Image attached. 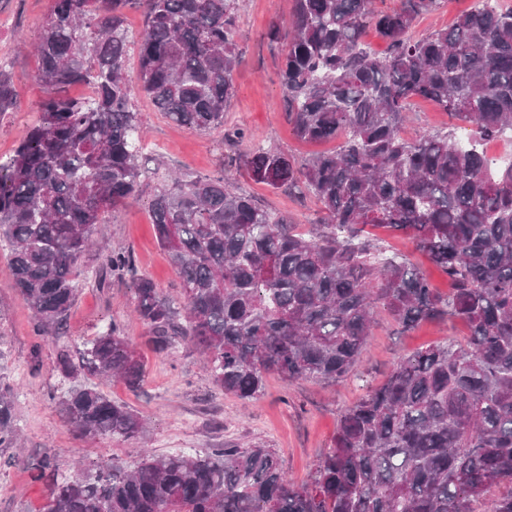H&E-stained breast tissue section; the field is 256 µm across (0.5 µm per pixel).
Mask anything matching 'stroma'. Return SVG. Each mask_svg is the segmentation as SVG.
Instances as JSON below:
<instances>
[{"label": "stroma", "instance_id": "1", "mask_svg": "<svg viewBox=\"0 0 512 512\" xmlns=\"http://www.w3.org/2000/svg\"><path fill=\"white\" fill-rule=\"evenodd\" d=\"M52 4L53 0H0V70L10 74L16 89L14 109L0 114L1 161L12 155L48 95L36 79L37 58L20 50L19 42L38 38ZM292 9L293 0H240L235 42L241 64L223 127L201 132L177 126L148 97L134 94L132 106L143 140L142 186L138 199L112 212L105 226L110 248L130 254L133 270L111 276L101 288L94 281L100 259L94 253L84 258L78 269V296L60 336L42 342L34 336L31 313L9 275L10 254L0 247V382L11 385L16 394L23 456L21 465L0 469V512H43L47 477L37 463L44 455L67 460L77 453L87 468L132 462L130 445L122 439L78 438L51 398L60 382L58 351L77 350L109 321L120 323L143 356L147 373L135 389L121 381H103L99 387L143 418L141 446L165 454L178 448H219L227 441L264 443L278 449L284 470L299 486L310 484L343 409L380 386L394 362L443 337L466 338L468 330L460 324L426 323L403 333L379 309L356 371L346 381L327 385L272 374L260 396L241 400L213 386L194 345L156 354L144 326L132 317L137 277H150L170 297L181 291L175 269L155 240L149 212L150 200L168 171L187 179L230 177L238 190L305 230H314L318 223L321 209L314 197L302 190L273 191L236 165L240 153L256 147L277 148L299 162L335 147L331 141L299 139L284 116L278 73L285 51L270 48L264 33L273 17L290 16ZM234 131L242 132V139H231Z\"/></svg>", "mask_w": 512, "mask_h": 512}]
</instances>
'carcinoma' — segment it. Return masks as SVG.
<instances>
[{"label": "carcinoma", "mask_w": 512, "mask_h": 512, "mask_svg": "<svg viewBox=\"0 0 512 512\" xmlns=\"http://www.w3.org/2000/svg\"><path fill=\"white\" fill-rule=\"evenodd\" d=\"M439 0H294L273 19L272 44L287 47L279 70L285 112L307 141L339 140L297 166L285 153L241 155L251 179L301 186L321 204L313 234L259 206L224 177L171 179L153 195L155 238L181 281L177 299L147 277L133 310L159 355L189 342L217 390L258 397L269 374L334 385L355 370L375 309L402 332L455 320L469 330L395 362L378 388L341 415L311 484L286 476L276 449L227 443L206 452H142L70 476H52L44 512H512V164L492 166L485 141L512 131V9L486 0L453 24L414 39ZM147 16L135 37L125 12ZM239 0H53L34 45L37 79L49 90L38 122L0 163V240L9 273L33 314L35 335L64 329L77 298V266L104 237L106 217L136 200L143 171L133 89L125 77L138 47V90L178 126L224 124L240 58ZM373 28L379 56L362 38ZM92 83L90 102L66 90ZM433 101L470 128L402 134L408 101ZM0 72V113L14 103ZM401 232L452 288L444 295L397 254L363 235ZM106 276L132 269L107 251ZM61 416L81 437L136 440L143 419L85 381L115 377L136 387L146 364L119 324L104 327L72 359ZM14 390L0 384V448H14Z\"/></svg>", "instance_id": "obj_1"}]
</instances>
